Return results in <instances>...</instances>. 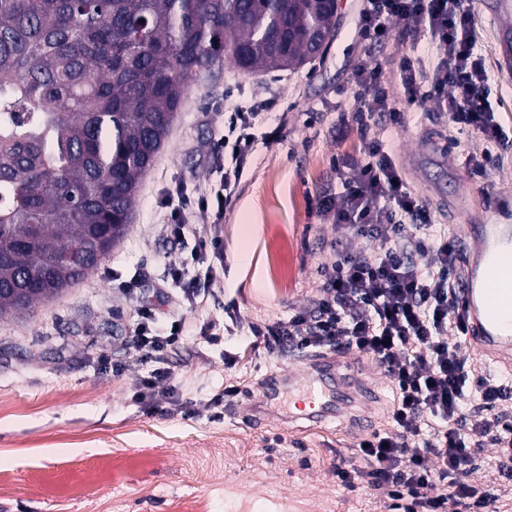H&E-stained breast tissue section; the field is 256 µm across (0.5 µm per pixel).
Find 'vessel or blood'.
Returning <instances> with one entry per match:
<instances>
[{
  "mask_svg": "<svg viewBox=\"0 0 512 512\" xmlns=\"http://www.w3.org/2000/svg\"><path fill=\"white\" fill-rule=\"evenodd\" d=\"M464 236L476 239L470 271L460 296L469 315L467 346L493 368L512 369V235L493 224H468ZM289 388L303 392L304 419L321 423L353 409L367 410L356 361L348 355L322 357L310 366L289 371L287 379L265 384L267 399Z\"/></svg>",
  "mask_w": 512,
  "mask_h": 512,
  "instance_id": "b4317fda",
  "label": "vessel or blood"
}]
</instances>
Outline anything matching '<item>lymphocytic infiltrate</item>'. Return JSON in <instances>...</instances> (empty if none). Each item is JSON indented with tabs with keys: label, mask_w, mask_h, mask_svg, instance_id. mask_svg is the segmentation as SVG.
Here are the masks:
<instances>
[{
	"label": "lymphocytic infiltrate",
	"mask_w": 512,
	"mask_h": 512,
	"mask_svg": "<svg viewBox=\"0 0 512 512\" xmlns=\"http://www.w3.org/2000/svg\"><path fill=\"white\" fill-rule=\"evenodd\" d=\"M412 37H426L437 61L406 57L401 64L403 101H396L379 66L362 64L359 82L369 91L352 119L364 141L362 159L335 165V190L319 196L317 211L332 219L337 236L330 257L317 267L315 293L307 306L265 328H253L271 349L305 352L328 349L370 359L393 391L390 433L371 435L357 456L341 461L342 486L368 488L389 512H497L498 498L469 482L474 456L499 448L503 466L512 465V411L502 403L512 388L493 373L477 371L463 351L465 324L458 303L461 275L457 239L435 233L427 208L410 192L397 157L371 133L378 115L432 102L450 122L500 143L507 134L488 101L490 74L477 51L475 21L466 0H365L359 32L381 40L390 20ZM267 102L230 106L219 146L231 158L214 198L198 209L224 210L236 196L252 130ZM375 241V251L357 249ZM152 308L138 311L131 341L135 361L148 375L132 381L131 398L150 412L184 415L188 405L173 390L164 354L183 340L182 331L154 332ZM481 413L465 416L466 404Z\"/></svg>",
	"instance_id": "obj_1"
}]
</instances>
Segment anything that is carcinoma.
I'll return each instance as SVG.
<instances>
[{
    "label": "carcinoma",
    "mask_w": 512,
    "mask_h": 512,
    "mask_svg": "<svg viewBox=\"0 0 512 512\" xmlns=\"http://www.w3.org/2000/svg\"><path fill=\"white\" fill-rule=\"evenodd\" d=\"M333 0H0V318L104 259L187 91L224 57L296 70Z\"/></svg>",
    "instance_id": "obj_1"
}]
</instances>
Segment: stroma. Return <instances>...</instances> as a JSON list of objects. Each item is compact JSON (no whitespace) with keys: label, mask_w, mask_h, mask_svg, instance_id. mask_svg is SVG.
Instances as JSON below:
<instances>
[{"label":"stroma","mask_w":512,"mask_h":512,"mask_svg":"<svg viewBox=\"0 0 512 512\" xmlns=\"http://www.w3.org/2000/svg\"><path fill=\"white\" fill-rule=\"evenodd\" d=\"M495 0H469L478 51L490 71V100L512 128V75L499 65V37L512 34V14L492 13ZM363 0H338L336 37L315 62L295 71L245 73L223 59L212 77L185 97L164 145L142 178L129 231L85 279L33 315L0 320V512H175L206 503V512H386L373 491L345 489L336 478L370 432L390 430L392 393L382 370L362 360L378 398L370 429L345 416L314 424L295 419L299 392L265 402L269 374L296 367V353L270 350L252 336L305 306L318 264L329 257L336 229L311 206L334 187L333 158L358 157L354 112L362 88L356 70L377 63L391 92L401 93L400 61L414 40L391 22L374 43L360 34ZM269 101L258 140L233 203L201 219L197 202L224 179L217 142L224 108ZM397 153L410 190L430 210L438 232L455 237L463 224L512 225V144L494 151L476 174L466 165L486 148L470 129L450 124L434 103L383 117L375 129ZM184 227L182 242L166 227ZM219 237L226 260L197 307L181 304L169 268L197 275L190 251ZM158 328L183 320L185 338L168 353L170 386L196 412L150 413L131 399L130 375L113 362L133 360L129 338L141 306ZM243 322L209 343L210 322L229 314ZM222 398L221 417L203 410ZM255 402L257 415L243 407Z\"/></svg>","instance_id":"1"}]
</instances>
